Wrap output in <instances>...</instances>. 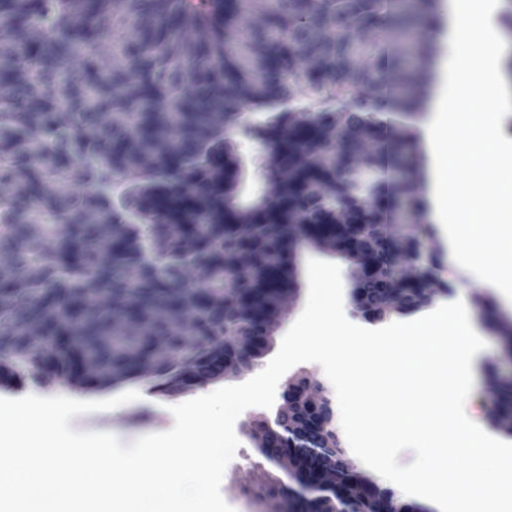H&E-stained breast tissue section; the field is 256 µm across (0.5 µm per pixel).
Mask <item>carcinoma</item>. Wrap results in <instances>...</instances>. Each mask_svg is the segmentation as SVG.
<instances>
[{"label": "carcinoma", "instance_id": "1", "mask_svg": "<svg viewBox=\"0 0 512 512\" xmlns=\"http://www.w3.org/2000/svg\"><path fill=\"white\" fill-rule=\"evenodd\" d=\"M0 0V252L15 275L0 284V383L29 379L113 390L137 382L172 395L215 377L219 353L265 331L272 280H286L283 244L294 217L325 224L339 255L369 251L379 279L393 272L384 224L422 211L409 175L426 111L436 0ZM264 115L254 125L243 109ZM249 129L266 155L293 168L264 172L240 200L247 162L232 136ZM379 149L363 165V143ZM104 214L116 238L100 259ZM253 225L244 243L236 225ZM412 254L419 228L400 234ZM111 306L90 310L86 296ZM421 294L403 289L407 313ZM194 306L191 344L157 313ZM39 324L46 344L25 327ZM496 405L512 410V378L490 371ZM321 456L290 450L298 466L341 461L328 430L311 429ZM355 512H425L366 473ZM288 479L263 495L288 504Z\"/></svg>", "mask_w": 512, "mask_h": 512}]
</instances>
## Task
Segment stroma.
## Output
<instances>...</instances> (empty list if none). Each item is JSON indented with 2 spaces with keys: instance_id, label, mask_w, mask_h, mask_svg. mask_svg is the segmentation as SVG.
<instances>
[{
  "instance_id": "35a3bbf8",
  "label": "stroma",
  "mask_w": 512,
  "mask_h": 512,
  "mask_svg": "<svg viewBox=\"0 0 512 512\" xmlns=\"http://www.w3.org/2000/svg\"><path fill=\"white\" fill-rule=\"evenodd\" d=\"M432 249L438 259L436 277L442 287L448 288L449 293L445 296L436 295L430 305L411 312L410 317L414 320L431 313L432 309L442 305L446 298H459L460 294L464 293L460 290L461 285L467 283L469 279L468 271L450 268L448 252L442 236H435ZM464 294H467L472 301L480 297L491 301L497 317L504 320L512 319V301L503 297L496 287L488 285L472 288ZM477 326L487 346L481 355L475 356L473 361L475 400L470 410L477 424L485 428L489 425V412L493 407L495 396L485 379L483 361L488 358L503 364L507 362L508 357L496 331L482 320L478 321ZM279 345V340H272L269 348L258 360L253 361L249 367L242 369L239 373L226 377L224 382L212 381L173 397L144 391L141 392L138 400L123 404L117 412L111 414L91 412L78 415L72 418L70 425L74 430L82 432L112 433L126 445L140 436L167 431L174 425V419L169 411L170 406L211 393L223 383L237 385L246 382L264 369L276 354ZM269 414V409L251 407L243 411L235 422L234 431L240 446L224 472L221 485L222 496L234 512H263V504L253 497L252 492L280 473L279 468L261 455L246 432L247 423L267 417Z\"/></svg>"
}]
</instances>
